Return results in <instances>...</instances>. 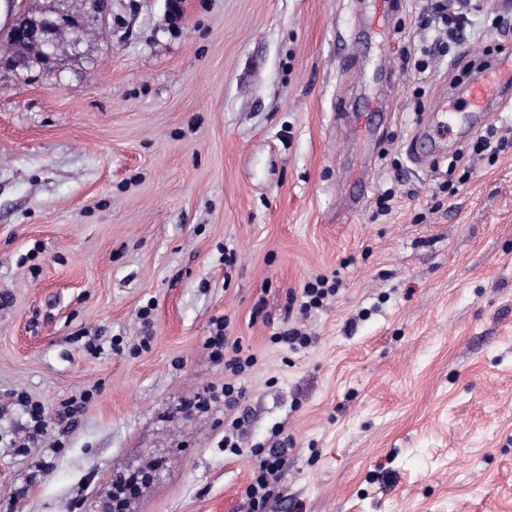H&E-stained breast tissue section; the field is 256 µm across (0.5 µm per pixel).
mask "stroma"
Returning <instances> with one entry per match:
<instances>
[{"instance_id":"stroma-1","label":"stroma","mask_w":512,"mask_h":512,"mask_svg":"<svg viewBox=\"0 0 512 512\" xmlns=\"http://www.w3.org/2000/svg\"><path fill=\"white\" fill-rule=\"evenodd\" d=\"M395 2L383 72L353 43L377 0H21L85 30L0 69V512H106L138 471L125 512H244L254 463L225 453L223 402L194 406L224 382L219 316L257 357L244 444L290 442L266 512H512V146L475 155L487 126L435 110L512 49V8L473 0L425 56L431 0ZM332 273L311 345L272 343ZM20 392L47 420L23 455Z\"/></svg>"}]
</instances>
